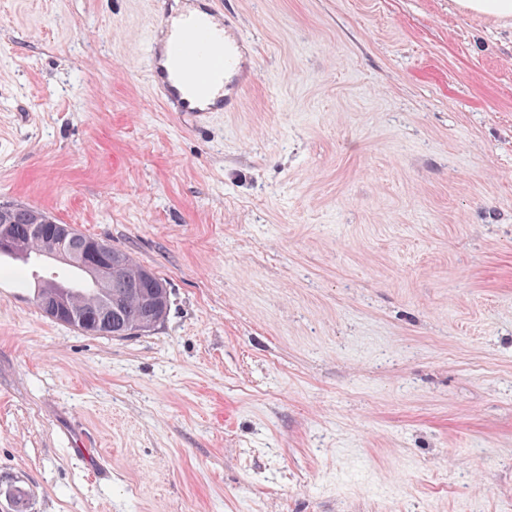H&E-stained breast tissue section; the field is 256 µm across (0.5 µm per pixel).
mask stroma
<instances>
[{"label": "stroma", "instance_id": "obj_1", "mask_svg": "<svg viewBox=\"0 0 512 512\" xmlns=\"http://www.w3.org/2000/svg\"><path fill=\"white\" fill-rule=\"evenodd\" d=\"M220 5L254 75L199 126L157 0H0V205L170 292L92 336L0 260V512H512V21Z\"/></svg>", "mask_w": 512, "mask_h": 512}]
</instances>
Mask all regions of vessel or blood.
Wrapping results in <instances>:
<instances>
[{
    "label": "vessel or blood",
    "instance_id": "1",
    "mask_svg": "<svg viewBox=\"0 0 512 512\" xmlns=\"http://www.w3.org/2000/svg\"><path fill=\"white\" fill-rule=\"evenodd\" d=\"M214 0H197L194 12L162 14L143 52L152 83L172 111L198 118L240 107L251 64L249 41L230 19L216 21Z\"/></svg>",
    "mask_w": 512,
    "mask_h": 512
}]
</instances>
